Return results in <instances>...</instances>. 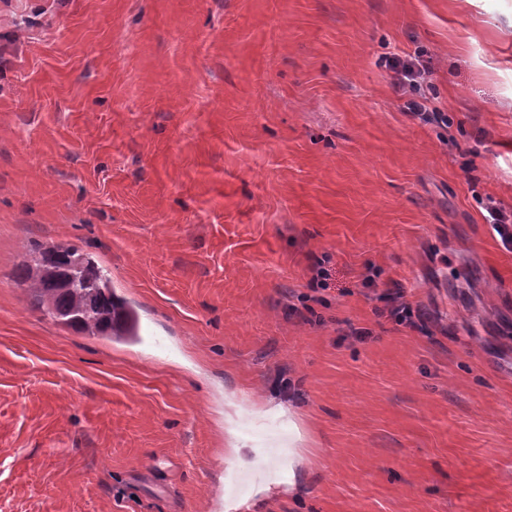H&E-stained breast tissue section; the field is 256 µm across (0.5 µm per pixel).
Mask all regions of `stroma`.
<instances>
[{
    "label": "stroma",
    "mask_w": 512,
    "mask_h": 512,
    "mask_svg": "<svg viewBox=\"0 0 512 512\" xmlns=\"http://www.w3.org/2000/svg\"><path fill=\"white\" fill-rule=\"evenodd\" d=\"M394 57L445 121L406 110ZM490 205L512 225V0H0V512L257 486L252 512H512ZM52 242L140 341L31 309L16 273ZM420 64L414 63L412 60L409 62L396 61L392 65V81L394 85L401 88H418L420 89L422 83L426 80L427 70ZM290 426L293 429L292 433L290 432ZM300 439L301 435L295 422L292 420V413L288 409V445L284 446L286 450L281 458V461H288V470H293L294 467L302 465L303 459L298 450Z\"/></svg>",
    "instance_id": "stroma-1"
}]
</instances>
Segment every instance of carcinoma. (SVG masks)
I'll return each instance as SVG.
<instances>
[{"label":"carcinoma","instance_id":"1","mask_svg":"<svg viewBox=\"0 0 512 512\" xmlns=\"http://www.w3.org/2000/svg\"><path fill=\"white\" fill-rule=\"evenodd\" d=\"M19 284L30 306L59 325L86 336L139 339L136 313L112 291L102 269L72 247H43L23 263Z\"/></svg>","mask_w":512,"mask_h":512}]
</instances>
